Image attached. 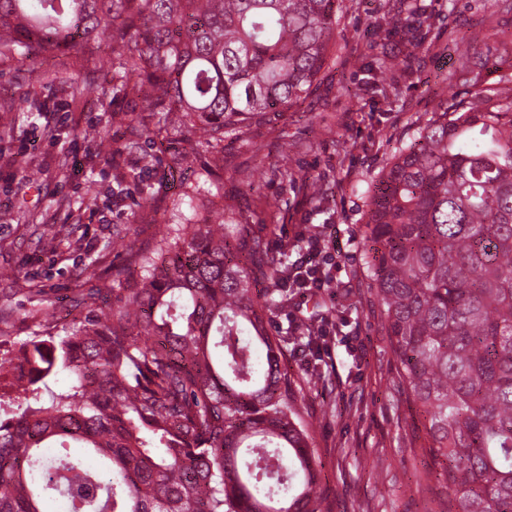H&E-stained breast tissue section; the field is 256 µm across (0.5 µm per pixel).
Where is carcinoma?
Segmentation results:
<instances>
[{
    "instance_id": "1",
    "label": "carcinoma",
    "mask_w": 512,
    "mask_h": 512,
    "mask_svg": "<svg viewBox=\"0 0 512 512\" xmlns=\"http://www.w3.org/2000/svg\"><path fill=\"white\" fill-rule=\"evenodd\" d=\"M341 0H0V60L53 53L145 100L176 167L224 160L265 112L300 104L329 60ZM387 165L368 212L369 267L396 363L394 389L428 420L422 451L448 475V512H512V104L470 80ZM155 250L127 245L112 282L64 334L0 362V512H318L308 435L281 377L286 261L224 203L185 215ZM272 288L252 293L255 256ZM265 349V362L255 357ZM71 389L45 399L50 377ZM51 445L78 448L57 462Z\"/></svg>"
}]
</instances>
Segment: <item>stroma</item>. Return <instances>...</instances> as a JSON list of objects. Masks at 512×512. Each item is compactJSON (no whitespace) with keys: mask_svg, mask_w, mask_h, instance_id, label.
Here are the masks:
<instances>
[{"mask_svg":"<svg viewBox=\"0 0 512 512\" xmlns=\"http://www.w3.org/2000/svg\"><path fill=\"white\" fill-rule=\"evenodd\" d=\"M386 19L394 34L380 39L375 23ZM336 61L298 109L253 120L248 136L262 145L253 154L232 139L215 173L227 203L253 210L249 230L271 253L294 257L298 233L331 224L343 247L336 280L338 324L322 337L317 383L291 348L281 368L297 398L312 440L321 512H442L444 494L427 478L424 420L391 385L395 363L372 305L368 267V204L397 148L408 143L441 101L467 97L465 80H449L461 54L482 86L512 98V0H343L332 48ZM388 57L398 98H384L363 62ZM83 73L64 71L61 58L33 64L18 58L0 65V120L13 124L0 138V153L41 168L38 181L24 169L0 167V268L19 279L0 281V314L10 333L0 359L15 355L33 333L61 331L82 293L111 280L127 257L113 248L124 236L151 248L164 227V212L192 171L172 167L140 122L146 102L122 93L85 97ZM131 113L132 124L111 122ZM102 129L104 142L82 129ZM142 150L124 163L117 179L111 152L131 137ZM287 161L293 181L276 175ZM121 183V193H107ZM320 183L322 199H311ZM150 195L139 209L133 198ZM384 460L377 469L376 460Z\"/></svg>","mask_w":512,"mask_h":512,"instance_id":"stroma-1","label":"stroma"}]
</instances>
